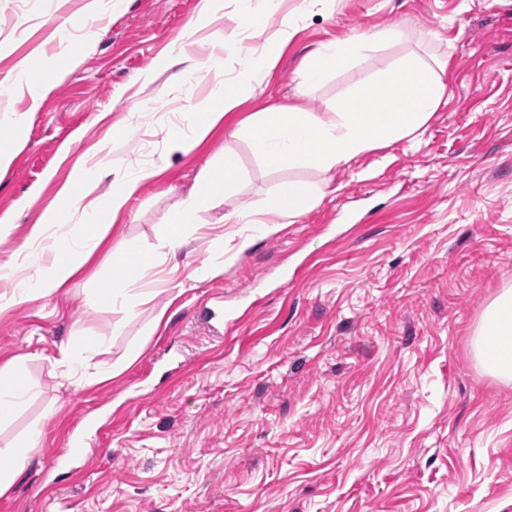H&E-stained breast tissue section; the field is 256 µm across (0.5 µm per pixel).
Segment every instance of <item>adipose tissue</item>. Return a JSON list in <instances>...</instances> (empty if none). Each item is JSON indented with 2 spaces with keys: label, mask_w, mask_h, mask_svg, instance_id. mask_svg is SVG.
I'll list each match as a JSON object with an SVG mask.
<instances>
[{
  "label": "adipose tissue",
  "mask_w": 512,
  "mask_h": 512,
  "mask_svg": "<svg viewBox=\"0 0 512 512\" xmlns=\"http://www.w3.org/2000/svg\"><path fill=\"white\" fill-rule=\"evenodd\" d=\"M399 27L375 35L337 39L323 45L304 64L297 86L298 97L323 78L357 57L371 45L400 40ZM287 35L266 42L259 62L243 65L237 77L217 84L208 101L195 111L185 126L166 133L169 150L187 153L203 141L224 113L238 106L243 88L258 82L264 69L280 54ZM448 87L436 68L417 57L401 59L392 69L360 88L356 101L343 100L331 111L315 114L299 105L279 107L250 117L243 125L253 151L271 171L307 167L330 171L348 164L359 155L402 139L420 135L422 129L447 97ZM157 164L115 172L98 165L82 168L81 183L94 190L104 179L112 188L88 204H81L68 190H61L44 211L41 224L35 225L30 244L38 246L46 262L41 274L20 279L11 293L0 295V311L6 310L49 288L62 287L98 249L101 237L90 232L67 238L51 234L52 225L63 223L74 208H83L88 222L107 224L124 212L129 200L142 185L161 174ZM236 183L232 162H210L202 167L196 184L173 204L167 247L170 259H177L186 240V227L196 224L203 205L215 191H231ZM318 188L307 181L282 182L259 207L243 205L225 214L227 224H246L250 232L242 236L240 248L256 239L278 232L282 225L294 223L318 201ZM472 350L484 369L497 377L512 380V289L503 290L487 306L472 340Z\"/></svg>",
  "instance_id": "ef3b65f1"
}]
</instances>
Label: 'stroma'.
Wrapping results in <instances>:
<instances>
[{
	"label": "stroma",
	"instance_id": "stroma-1",
	"mask_svg": "<svg viewBox=\"0 0 512 512\" xmlns=\"http://www.w3.org/2000/svg\"><path fill=\"white\" fill-rule=\"evenodd\" d=\"M86 0H0V81L39 57L51 84L37 111L29 93L0 103L28 112L21 143L0 169V264L22 248L73 169L86 163L162 165L120 214L101 249L65 287L0 313V367L21 364L25 404L0 422V450L32 428L41 442L0 494V512H512V382L486 372L472 337L488 304L512 289V0H333L309 12L282 0L260 36L241 34L235 0L193 38L200 0H113L83 24ZM69 14V40L53 22ZM399 25L401 39L367 51L314 86L304 104L329 111L403 57L444 63L448 100L418 138L323 173H271L241 133L243 120L288 104L304 60L323 44ZM96 36L83 43L84 29ZM287 32L260 84L190 154L168 151L170 125L216 85L205 74L225 43L224 78L259 60ZM183 46L197 75L162 58ZM148 102L138 126H119ZM232 159L239 185L217 194L170 272L144 271L133 312L93 303L122 238L164 252L169 213L211 160ZM300 178L317 206L275 235L236 248L225 213ZM225 234L222 275L184 286ZM229 323L213 332L206 309ZM167 315L161 325L153 319ZM109 380L64 381L66 345L93 336ZM90 456L56 457L70 431Z\"/></svg>",
	"mask_w": 512,
	"mask_h": 512
}]
</instances>
